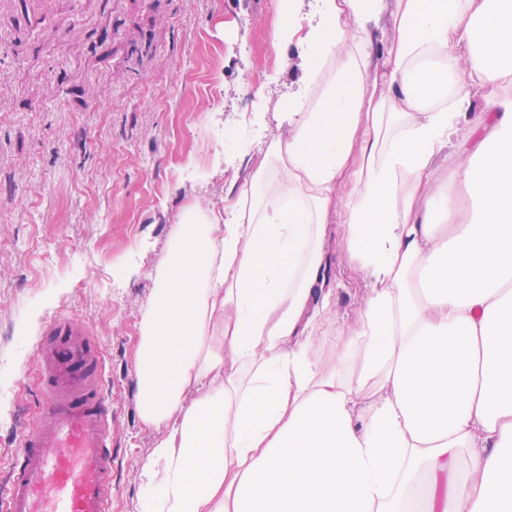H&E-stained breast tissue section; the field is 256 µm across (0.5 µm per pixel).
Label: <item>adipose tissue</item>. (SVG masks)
<instances>
[{"label":"adipose tissue","instance_id":"ef3b65f1","mask_svg":"<svg viewBox=\"0 0 512 512\" xmlns=\"http://www.w3.org/2000/svg\"><path fill=\"white\" fill-rule=\"evenodd\" d=\"M319 2L269 26L287 134L157 259L137 512H512V0ZM332 222L366 290L327 370Z\"/></svg>","mask_w":512,"mask_h":512}]
</instances>
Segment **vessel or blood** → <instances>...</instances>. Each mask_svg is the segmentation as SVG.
Wrapping results in <instances>:
<instances>
[{"label": "vessel or blood", "mask_w": 512, "mask_h": 512, "mask_svg": "<svg viewBox=\"0 0 512 512\" xmlns=\"http://www.w3.org/2000/svg\"><path fill=\"white\" fill-rule=\"evenodd\" d=\"M88 327L60 314L36 349L43 420L22 431L8 512H105L112 494V410Z\"/></svg>", "instance_id": "1"}]
</instances>
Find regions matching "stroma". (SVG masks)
Instances as JSON below:
<instances>
[{"mask_svg":"<svg viewBox=\"0 0 512 512\" xmlns=\"http://www.w3.org/2000/svg\"><path fill=\"white\" fill-rule=\"evenodd\" d=\"M280 0H0V512L23 428L41 415L47 323L91 329L112 408V497L135 512L154 439L133 358L156 261L190 204L222 210L299 86L301 50L268 39ZM321 331L352 322L364 284L336 230Z\"/></svg>","mask_w":512,"mask_h":512,"instance_id":"obj_1","label":"stroma"}]
</instances>
